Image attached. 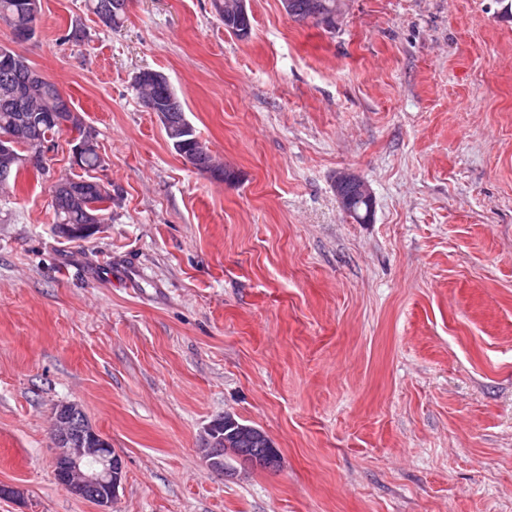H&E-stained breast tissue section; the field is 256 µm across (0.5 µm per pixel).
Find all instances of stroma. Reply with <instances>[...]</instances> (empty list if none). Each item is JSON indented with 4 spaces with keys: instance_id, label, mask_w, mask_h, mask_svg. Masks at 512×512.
Segmentation results:
<instances>
[{
    "instance_id": "stroma-1",
    "label": "stroma",
    "mask_w": 512,
    "mask_h": 512,
    "mask_svg": "<svg viewBox=\"0 0 512 512\" xmlns=\"http://www.w3.org/2000/svg\"><path fill=\"white\" fill-rule=\"evenodd\" d=\"M247 5L246 39L213 0H129L117 30L41 0L22 43L0 21L112 195L96 233L56 234L67 133L0 191V512H98L53 475L64 403L122 458L112 512H512V0H345L332 31ZM142 70L238 181L174 151ZM227 413L277 468H207ZM76 133L78 135V141H88L87 147L83 152V169L85 171H92L99 168L101 165V157L97 151L98 146L95 133L90 127L86 126V124L78 126ZM336 196L341 209L349 214L353 212L352 203L354 200H360L364 203L362 207L356 208L357 216H352L358 222L364 215L365 219H370L372 215V193L365 181L352 173H341L336 177Z\"/></svg>"
}]
</instances>
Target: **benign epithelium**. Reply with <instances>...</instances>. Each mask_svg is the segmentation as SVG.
Returning a JSON list of instances; mask_svg holds the SVG:
<instances>
[{"label":"benign epithelium","mask_w":512,"mask_h":512,"mask_svg":"<svg viewBox=\"0 0 512 512\" xmlns=\"http://www.w3.org/2000/svg\"><path fill=\"white\" fill-rule=\"evenodd\" d=\"M40 0H31L29 12L31 23L23 28L13 30L16 41L24 42L32 39L37 31L40 15ZM224 10L235 14L239 25L237 33L246 38L250 34L249 13L246 0H225ZM70 104L67 98H62L60 113L54 121L67 130L83 123L79 112L68 111ZM38 131L37 121L26 117L20 124L15 136L0 139V175L5 177L12 167L20 164L29 167L46 165L47 151L20 155L15 152L17 138L34 136ZM336 196L341 209L349 214L353 212L352 203L360 200L365 205V219L372 215V193L365 181L352 173H341L336 177ZM54 433L56 434L57 453L53 468L62 485L74 493H93L94 502L100 507V512H112V503L116 499L123 480V466L119 455L105 442L83 441L76 438L74 424L59 415L54 416ZM205 439L211 445L204 452L206 466L211 469L224 468V435L220 434L215 424H210L206 430Z\"/></svg>","instance_id":"obj_1"}]
</instances>
